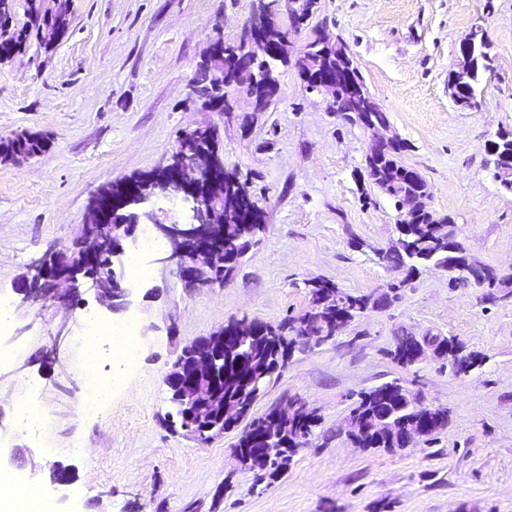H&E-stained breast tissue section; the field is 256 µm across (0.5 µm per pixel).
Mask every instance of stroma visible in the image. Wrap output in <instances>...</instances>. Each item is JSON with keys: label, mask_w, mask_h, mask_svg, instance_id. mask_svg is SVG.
<instances>
[{"label": "stroma", "mask_w": 512, "mask_h": 512, "mask_svg": "<svg viewBox=\"0 0 512 512\" xmlns=\"http://www.w3.org/2000/svg\"><path fill=\"white\" fill-rule=\"evenodd\" d=\"M255 0H69L68 37L38 39L0 64V137L42 131L49 148L0 164V469L24 474L26 495L54 512H512V193L486 168V142L512 131V0H316L295 48L322 35L343 40L364 84L407 143L403 164L432 188L429 206L451 217L457 239L497 271L500 286L451 282L435 266L413 279L380 258L402 217L364 180L371 135L342 120L329 96L305 90L281 68L266 111L238 98L210 111L191 91L210 38L237 41ZM491 44L494 71L477 106L457 107L448 75L474 29ZM215 127L226 167L248 177L267 231L224 286L190 290L156 262L159 250L128 246L148 272L134 303L115 311L87 283L75 302H24L34 258L72 248L101 185L165 164L183 134ZM326 279L375 306L324 344L297 346L266 384L252 416L301 400L316 414L307 444L271 478L239 465L233 429L207 442L169 429L165 383L184 346L231 320L277 322L308 307L307 281ZM400 283L396 296L388 286ZM133 323L146 342L133 365L101 342L95 361L78 343L82 318ZM439 336L477 353L455 373L427 357L406 366L391 353L400 336ZM53 350L54 361L42 360ZM122 381L101 416L83 414L90 374ZM398 381L448 424L415 447H355L345 420L360 392ZM39 397L30 434L17 404ZM81 442L83 455L70 454ZM70 485L51 484L56 464Z\"/></svg>", "instance_id": "stroma-1"}]
</instances>
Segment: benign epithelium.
I'll list each match as a JSON object with an SVG mask.
<instances>
[{
  "mask_svg": "<svg viewBox=\"0 0 512 512\" xmlns=\"http://www.w3.org/2000/svg\"><path fill=\"white\" fill-rule=\"evenodd\" d=\"M280 2L261 0L245 23L239 42L250 47L270 45V53L276 57L290 58L293 48L290 32L277 23ZM63 33L56 27L42 26L40 42L51 49L61 41ZM227 44L221 34H216L206 49L201 67L207 69L216 86L237 88L251 99L255 111L264 112L279 89L278 77L259 73L258 59L248 56L238 58L236 67L226 73L220 65L224 60ZM296 74L310 92L332 94L339 85H347L351 95L358 99L369 95L360 80L356 65L343 71L323 70L318 74L295 66ZM359 125L372 133V147L388 146L394 137H383L380 131L389 122H372L358 118ZM488 155L498 167H512V152H504L497 140L488 143ZM228 171L220 156L218 144L209 139L204 144L188 150L183 146L173 151L162 171L147 178L131 175L113 184L121 185V193L106 191L95 195L89 211L88 223L83 225L80 251L69 254L66 250L54 252L53 261L41 257L32 262L22 289L24 300L44 303L58 298V286L75 284L79 279L89 282L98 301L112 310L128 306L130 289L127 288L114 268V260L125 254L128 240L134 237L135 226L122 219L125 212L134 210L140 223L151 235L164 244L158 262L176 271L188 288L224 286V278L215 267L224 265V179ZM178 199L187 205L192 221L188 224L167 223L153 209L146 207L157 193ZM470 258L451 248L448 264L442 269L459 276L469 272ZM258 323L243 321L237 324L232 343L241 345L257 336ZM224 329L196 339L186 346L173 362L165 377V383L173 394L182 417L183 430L200 440H209L217 434L235 427L246 419L245 406L237 400L224 397L219 380L224 378ZM437 356L443 352L436 343L419 342L411 348L413 362L426 358L427 353ZM430 431V423L413 422L399 428L403 445L416 437H424ZM282 445L270 443L250 456L248 466L264 470L270 460L281 455Z\"/></svg>",
  "mask_w": 512,
  "mask_h": 512,
  "instance_id": "obj_1",
  "label": "benign epithelium"
}]
</instances>
